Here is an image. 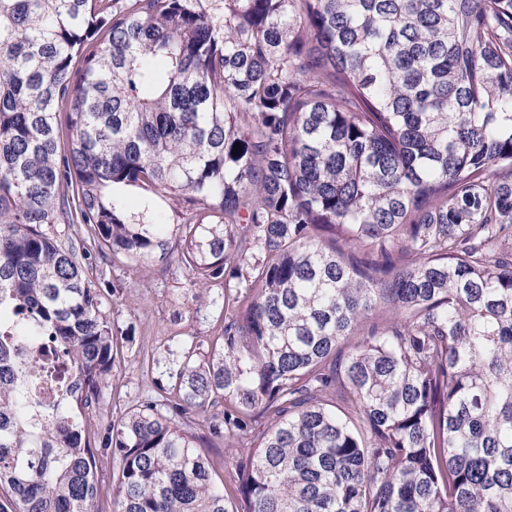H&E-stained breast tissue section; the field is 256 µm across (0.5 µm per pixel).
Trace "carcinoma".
Segmentation results:
<instances>
[{
  "label": "carcinoma",
  "instance_id": "obj_1",
  "mask_svg": "<svg viewBox=\"0 0 512 512\" xmlns=\"http://www.w3.org/2000/svg\"><path fill=\"white\" fill-rule=\"evenodd\" d=\"M174 257L214 336L116 413L94 271ZM101 456L113 512H512V0H0V512Z\"/></svg>",
  "mask_w": 512,
  "mask_h": 512
}]
</instances>
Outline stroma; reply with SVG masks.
<instances>
[{
  "label": "stroma",
  "instance_id": "1",
  "mask_svg": "<svg viewBox=\"0 0 512 512\" xmlns=\"http://www.w3.org/2000/svg\"><path fill=\"white\" fill-rule=\"evenodd\" d=\"M103 278L117 288L111 310L120 327L134 326L135 341L124 349L112 370V391L106 397L113 411L123 410L161 368L143 371L144 358L158 356V346L167 337L180 334L198 338L212 333L217 311H197L196 302L182 285L188 275L178 261L150 265L131 273L120 267L103 266Z\"/></svg>",
  "mask_w": 512,
  "mask_h": 512
}]
</instances>
